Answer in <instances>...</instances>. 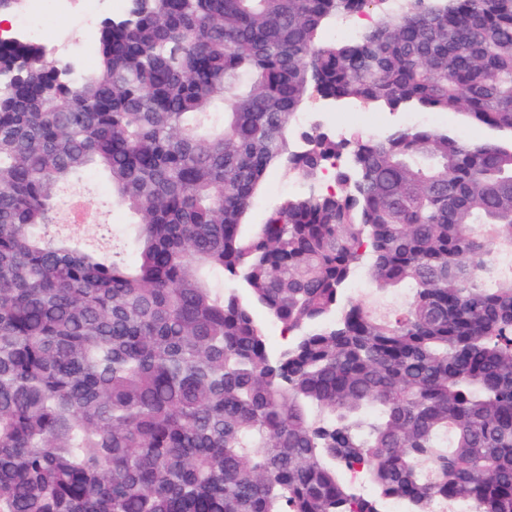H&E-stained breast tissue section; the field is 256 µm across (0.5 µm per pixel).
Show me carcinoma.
Returning a JSON list of instances; mask_svg holds the SVG:
<instances>
[{"label": "carcinoma", "mask_w": 512, "mask_h": 512, "mask_svg": "<svg viewBox=\"0 0 512 512\" xmlns=\"http://www.w3.org/2000/svg\"><path fill=\"white\" fill-rule=\"evenodd\" d=\"M96 55L0 43V512H512V141L295 129L319 99L512 135V0H130ZM343 155L246 222L270 168ZM86 173L135 260L41 234ZM358 269L409 302L344 299Z\"/></svg>", "instance_id": "obj_1"}]
</instances>
